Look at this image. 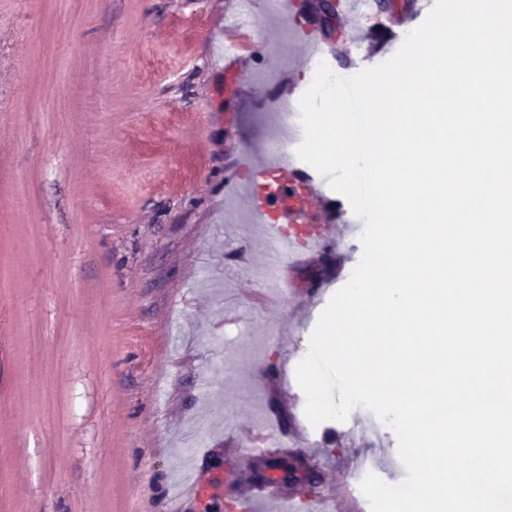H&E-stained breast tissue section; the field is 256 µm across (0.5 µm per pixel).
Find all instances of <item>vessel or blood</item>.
<instances>
[{
	"label": "vessel or blood",
	"instance_id": "obj_1",
	"mask_svg": "<svg viewBox=\"0 0 512 512\" xmlns=\"http://www.w3.org/2000/svg\"><path fill=\"white\" fill-rule=\"evenodd\" d=\"M285 12L297 38L309 48L311 54L330 59L328 46L312 22H300L299 0H285ZM260 37L256 29L236 24L224 27V53L232 55L245 52ZM304 138L303 131H296L289 143L293 153L277 159H267L260 150L247 146L232 154L226 166L225 189L229 192L244 191L247 207L254 218L263 224L272 245V262L288 258L300 260L342 244L352 228L361 224L351 218L349 224L336 226L335 216L327 206V180L314 172L301 160L296 151ZM242 444L243 463L270 456L278 447L274 429L253 432L248 426L237 427ZM297 496L285 490L278 481L264 484L260 493L244 492L236 499L238 512H294ZM345 505L347 512H367L368 501L358 484L349 477H341L335 490L312 501L311 512H335L338 505Z\"/></svg>",
	"mask_w": 512,
	"mask_h": 512
}]
</instances>
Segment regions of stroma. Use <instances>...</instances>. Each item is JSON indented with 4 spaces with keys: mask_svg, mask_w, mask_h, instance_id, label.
Instances as JSON below:
<instances>
[{
    "mask_svg": "<svg viewBox=\"0 0 512 512\" xmlns=\"http://www.w3.org/2000/svg\"><path fill=\"white\" fill-rule=\"evenodd\" d=\"M238 0H0V512H170L194 463L217 480L182 512H217L236 490V425L278 419L318 440L305 471L320 488L364 461L390 485L406 468L374 412L310 426L305 395L282 380L319 317L264 306L270 244L225 201L228 147H265L271 108L242 97L236 72L311 74L275 8L266 46L238 69L221 53ZM337 14L329 60L350 77L383 63L416 28ZM360 236L286 267L293 299L339 290ZM291 344L281 349L279 336Z\"/></svg>",
    "mask_w": 512,
    "mask_h": 512,
    "instance_id": "obj_1",
    "label": "stroma"
}]
</instances>
